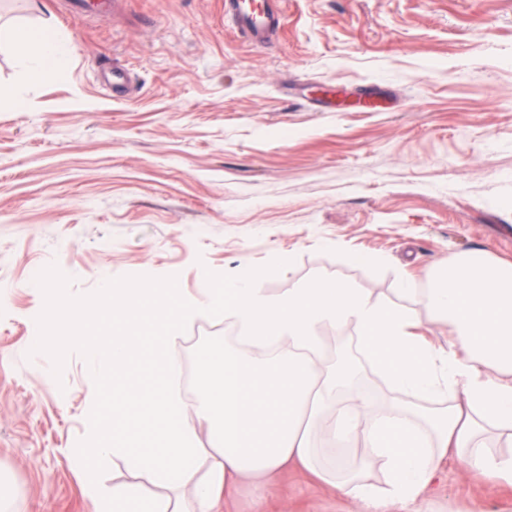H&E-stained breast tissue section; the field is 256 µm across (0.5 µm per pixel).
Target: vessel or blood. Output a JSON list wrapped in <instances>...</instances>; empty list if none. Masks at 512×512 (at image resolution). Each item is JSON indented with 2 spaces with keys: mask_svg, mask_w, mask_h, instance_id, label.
<instances>
[{
  "mask_svg": "<svg viewBox=\"0 0 512 512\" xmlns=\"http://www.w3.org/2000/svg\"><path fill=\"white\" fill-rule=\"evenodd\" d=\"M73 19L89 16L108 18L114 15L116 0H66ZM224 18L237 33L253 45L266 48L279 37L285 20V0H224Z\"/></svg>",
  "mask_w": 512,
  "mask_h": 512,
  "instance_id": "obj_1",
  "label": "vessel or blood"
}]
</instances>
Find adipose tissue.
I'll return each mask as SVG.
<instances>
[{
	"mask_svg": "<svg viewBox=\"0 0 512 512\" xmlns=\"http://www.w3.org/2000/svg\"><path fill=\"white\" fill-rule=\"evenodd\" d=\"M0 40L15 51L26 83L55 80L69 69L70 48L60 32L14 24L0 26ZM261 277L245 270L220 288L206 278L191 297L106 281L94 308L68 305L70 333L57 344L79 348L98 383L126 367L142 336L152 339L151 387L92 403L84 436L64 453L67 465L85 475L93 512H225L239 483L251 482L264 493L291 464L364 512L382 504L413 512L452 450L465 468L512 485V455L492 454L479 440L487 421L512 440L511 263L467 256L438 270L424 303L448 322L444 348L421 333L411 310L383 305L345 283L315 279L273 294L261 288ZM201 307L223 310L237 336L213 340L198 353L189 416L181 402V360L169 344L178 323ZM105 312L131 329L103 345L86 334ZM349 322L400 394L372 419L369 397L347 403L342 375L323 361L319 328ZM416 396L439 402V409L419 415L409 406ZM317 428L378 459L386 487L346 476L345 461L316 446ZM203 437L204 448L198 444ZM92 453L122 459L133 482L102 493L88 467ZM147 483L157 486V494L143 493Z\"/></svg>",
	"mask_w": 512,
	"mask_h": 512,
	"instance_id": "adipose-tissue-1",
	"label": "adipose tissue"
}]
</instances>
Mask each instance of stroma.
Returning a JSON list of instances; mask_svg holds the SVG:
<instances>
[{"label": "stroma", "instance_id": "1", "mask_svg": "<svg viewBox=\"0 0 512 512\" xmlns=\"http://www.w3.org/2000/svg\"><path fill=\"white\" fill-rule=\"evenodd\" d=\"M62 33L71 65L29 86L0 45V482L12 512H92L64 451L85 431L94 384L79 351L33 356L49 289L96 298L101 280L195 294L206 277L286 268L412 309L447 346L422 291L438 263L512 262V0H287L276 49L224 27V0H125L73 20L59 0H12L0 24ZM131 70L113 99L102 60ZM23 109L8 103L14 93ZM365 256L362 264L352 254ZM411 274L417 290L399 294ZM359 376L346 397L397 396L354 324ZM420 512H512V487L458 463ZM231 512H360L291 467L263 501L237 486Z\"/></svg>", "mask_w": 512, "mask_h": 512}]
</instances>
